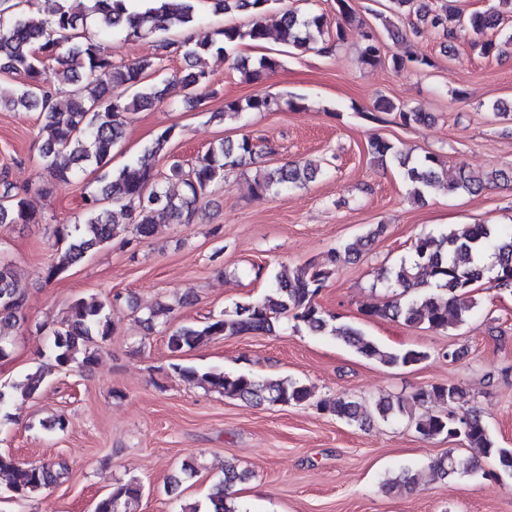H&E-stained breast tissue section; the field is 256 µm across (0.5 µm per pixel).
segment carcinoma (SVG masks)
<instances>
[{
    "mask_svg": "<svg viewBox=\"0 0 512 512\" xmlns=\"http://www.w3.org/2000/svg\"><path fill=\"white\" fill-rule=\"evenodd\" d=\"M139 8L137 0H94L82 13L74 12L60 0L47 18H38L28 11L29 0H0V72L20 79L17 94L5 106L24 110L37 109L41 120L50 128L52 139L43 149V161L58 184H69L89 163L103 171L97 187L83 193L84 219L80 224L57 225L52 235L57 243V257L44 269L46 280L56 278L86 255L132 229L138 237L151 236L160 224H188L199 199L225 172L254 163L257 154L253 142L244 137L235 144H218L195 157L189 168L179 162L168 171L156 170V159L165 155L172 138V129L158 134L144 153L110 172L106 167L123 131L117 121L122 114L168 101L174 93L195 95L205 90L209 73L196 68L181 75L146 81L157 71L158 62L145 57L127 64H116L94 38L86 36L88 21L100 25V36L112 38L115 31L126 37L166 34L173 30L193 31L180 42L184 55L196 61L212 51L226 52L241 42L260 43L270 31L262 16L276 0H146ZM388 9L396 13L418 14L432 30L453 47L457 34L470 31L481 37L474 43L483 55L500 56L512 47V35L488 38L512 14V0L484 11L465 14L456 0H435L427 5L420 0H388ZM214 15L244 13L251 21L243 25H226L209 31L203 9ZM336 12L343 22L331 26L323 13H301L296 9L282 12L277 39L292 54L310 49L313 35L321 38L324 53L332 52L346 36L343 23L354 19L349 0H336ZM384 31L361 24L360 60L375 66L384 57V39L399 41L406 37L382 18ZM56 66L50 68L47 63ZM391 65L397 72L418 71L433 66L431 60L413 55H395ZM280 108V101L269 95H256L245 101L224 102V112L238 115L244 111L270 112ZM376 109L398 111L400 120L410 125L422 123L428 114L406 105L380 101ZM369 153L380 161L396 165L402 173L412 198L420 202L429 188L444 175L443 160L428 154L412 160L388 141L375 138ZM322 173L313 163H287L275 170L255 174L252 194L258 199L272 192L300 187ZM180 182L184 190L178 195L165 189L164 183ZM0 228L13 224H37L39 217L29 206L28 190L19 191L3 180L0 182ZM448 191L477 193L483 178L466 166L458 168ZM112 204L108 209L105 204ZM360 249L353 245L339 246L326 263H308L297 267L292 276L278 279L259 298L237 304L232 312L211 315L201 325L185 324L170 331L168 348L180 353L220 336L272 334L282 320L293 323L296 330L304 328L313 334L334 336L355 354L386 367H412L428 358L417 347L398 350L379 344L362 329L337 322L317 302L326 282L339 268L358 258ZM387 287L399 291V297L369 309L366 316L398 321L408 327H422L444 332L469 322L476 302L472 293L483 284L512 292V229L501 224H461L446 230L421 234L415 240L410 257L384 271ZM26 292L20 283L16 266L0 261V359L8 356V346L23 323L22 308ZM105 304L81 298L70 306L68 315L52 331V363L39 365L25 376L22 393L39 392L55 369H64L79 361L90 366L97 360L99 343L111 335V325L104 312ZM173 308L166 303L149 307L140 317L143 329L151 333L168 327ZM83 357H78V354ZM185 378L197 386L218 392L229 399L253 406L265 402L300 405L312 398L303 383L289 377L256 378L248 374H229L220 370L200 372L192 367L172 364ZM15 399V386H0V421H12L10 407ZM471 394L460 384L448 382L420 387L407 396L386 397L376 405L378 415L387 420L406 415L415 432L424 440L440 437L459 438L472 450L469 456L450 451L432 461L429 469L440 479L464 478L481 468V460L492 461L503 474H512V448L498 445L481 414L469 406ZM446 403L448 412H434L430 403ZM319 411L329 412L349 425L363 424L366 414L361 404L340 397L320 400ZM66 472L62 462L39 465L20 464L0 453V474L7 476L6 494L11 499L32 497L39 490L59 482ZM245 478V473L229 464L222 479L210 495L206 512H236L229 489ZM418 484L415 473L404 470L387 476L388 488L411 490ZM142 494L140 481L132 479L116 485L112 493L96 501L93 512H129L128 504Z\"/></svg>",
    "mask_w": 512,
    "mask_h": 512,
    "instance_id": "obj_1",
    "label": "carcinoma"
}]
</instances>
